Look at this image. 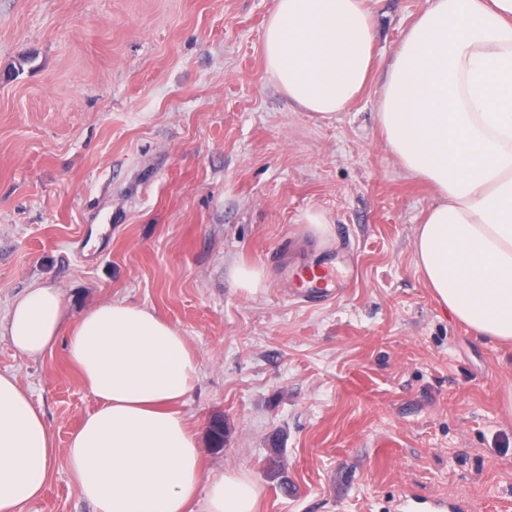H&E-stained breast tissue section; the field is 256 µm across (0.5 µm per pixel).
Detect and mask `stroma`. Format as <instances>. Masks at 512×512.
Wrapping results in <instances>:
<instances>
[{
	"label": "stroma",
	"instance_id": "stroma-1",
	"mask_svg": "<svg viewBox=\"0 0 512 512\" xmlns=\"http://www.w3.org/2000/svg\"><path fill=\"white\" fill-rule=\"evenodd\" d=\"M274 2L0 0V321L36 282L75 317L121 300L168 321L199 362L182 411L205 470L261 481L257 512H393L406 491L512 512V350L428 288L414 238L436 197L389 151L376 84L324 117L271 79ZM426 5L373 0L376 70ZM236 264L264 271L257 293ZM318 265L346 288L303 302L293 274ZM0 372L57 441L23 512H92L66 448L95 401L64 346L31 360L0 335ZM274 440L286 493L264 479Z\"/></svg>",
	"mask_w": 512,
	"mask_h": 512
}]
</instances>
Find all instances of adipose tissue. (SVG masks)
I'll return each instance as SVG.
<instances>
[{"instance_id":"ef3b65f1","label":"adipose tissue","mask_w":512,"mask_h":512,"mask_svg":"<svg viewBox=\"0 0 512 512\" xmlns=\"http://www.w3.org/2000/svg\"><path fill=\"white\" fill-rule=\"evenodd\" d=\"M370 0H275L262 41L267 72L301 109L346 110L370 76ZM390 152L437 202L414 240L426 283L473 334L512 345V0H428L379 81ZM0 333L30 359L64 344L98 406L73 432L70 472L93 512H256L259 483L228 469L205 479L179 410L199 365L184 336L123 301L70 318L58 288L14 299ZM56 456L46 412L0 373V512L44 493Z\"/></svg>"}]
</instances>
